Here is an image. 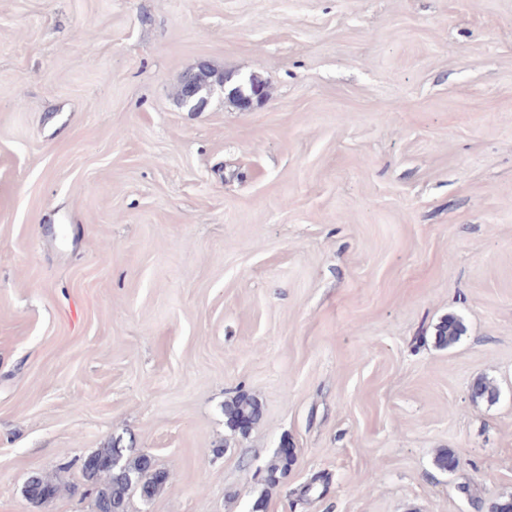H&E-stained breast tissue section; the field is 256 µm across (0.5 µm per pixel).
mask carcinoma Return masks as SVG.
I'll return each instance as SVG.
<instances>
[{"label":"carcinoma","mask_w":512,"mask_h":512,"mask_svg":"<svg viewBox=\"0 0 512 512\" xmlns=\"http://www.w3.org/2000/svg\"><path fill=\"white\" fill-rule=\"evenodd\" d=\"M218 75L208 66H198L188 71L181 79L178 96L184 95L187 84L193 83L207 91L217 81ZM259 84L256 77L242 79L229 85L228 95L238 102L247 100ZM463 331L461 321L455 317L445 319L437 329L438 344L447 347L459 340ZM224 418L228 427L244 433L260 419L257 404L249 397L240 396L224 403ZM91 457L99 462L93 469L81 466L84 481L94 490V512H128L130 498L137 494L149 500L167 483L159 476L160 470L146 454L132 458L123 456L121 440L113 439L105 448H100ZM61 492V484L48 477L32 476L26 485L27 498L33 502L53 499Z\"/></svg>","instance_id":"1"}]
</instances>
